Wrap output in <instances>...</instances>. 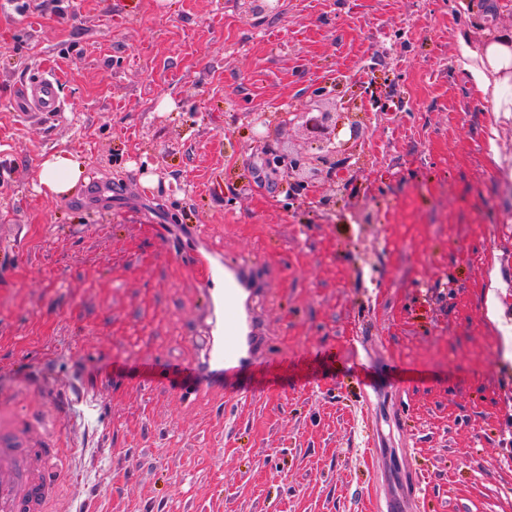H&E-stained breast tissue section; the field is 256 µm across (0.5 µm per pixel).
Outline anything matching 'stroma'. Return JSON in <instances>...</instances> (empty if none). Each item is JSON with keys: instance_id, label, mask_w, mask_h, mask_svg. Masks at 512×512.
<instances>
[{"instance_id": "35a3bbf8", "label": "stroma", "mask_w": 512, "mask_h": 512, "mask_svg": "<svg viewBox=\"0 0 512 512\" xmlns=\"http://www.w3.org/2000/svg\"><path fill=\"white\" fill-rule=\"evenodd\" d=\"M501 0H0V433L51 512H512V118L468 66ZM58 112H18L31 74ZM320 86L364 138L289 199ZM66 151L85 179L40 189ZM206 228L202 237L192 228ZM250 262L261 361L160 385Z\"/></svg>"}]
</instances>
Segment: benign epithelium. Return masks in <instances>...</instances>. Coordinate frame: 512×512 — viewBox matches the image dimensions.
<instances>
[{
  "label": "benign epithelium",
  "instance_id": "obj_1",
  "mask_svg": "<svg viewBox=\"0 0 512 512\" xmlns=\"http://www.w3.org/2000/svg\"><path fill=\"white\" fill-rule=\"evenodd\" d=\"M248 10L254 15L277 14L281 11L282 0H246ZM332 94L323 87L313 91L312 103L304 112L289 114L284 124L302 127L311 140L317 144L314 153L294 152L279 147L266 154L267 164L282 174L288 185V195L296 198L303 192L316 188L321 182H336L341 178L344 167L354 144L360 138V125L347 122L350 105L329 110L322 104L330 100ZM349 128V138L343 139L340 132Z\"/></svg>",
  "mask_w": 512,
  "mask_h": 512
}]
</instances>
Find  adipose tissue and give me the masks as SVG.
I'll return each mask as SVG.
<instances>
[{
  "mask_svg": "<svg viewBox=\"0 0 512 512\" xmlns=\"http://www.w3.org/2000/svg\"><path fill=\"white\" fill-rule=\"evenodd\" d=\"M477 94L491 102L496 113L512 116V34H497L474 55L470 67ZM82 165L69 153L60 151L46 158L39 172V183L49 193H68L81 180Z\"/></svg>",
  "mask_w": 512,
  "mask_h": 512,
  "instance_id": "obj_1",
  "label": "adipose tissue"
}]
</instances>
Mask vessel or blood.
<instances>
[{
	"label": "vessel or blood",
	"instance_id": "b4317fda",
	"mask_svg": "<svg viewBox=\"0 0 512 512\" xmlns=\"http://www.w3.org/2000/svg\"><path fill=\"white\" fill-rule=\"evenodd\" d=\"M12 103L21 112H55L60 108L54 81L41 74L22 84ZM224 269L222 324L215 352L203 362L175 368L173 376L163 377V384H171L176 376L189 384L196 374L211 370L231 374L245 362L243 339L257 332L254 317L243 315L239 307L241 290L250 286L249 268L244 263L228 262ZM61 456L58 448H16L0 443V512H47L58 494L51 473Z\"/></svg>",
	"mask_w": 512,
	"mask_h": 512
}]
</instances>
